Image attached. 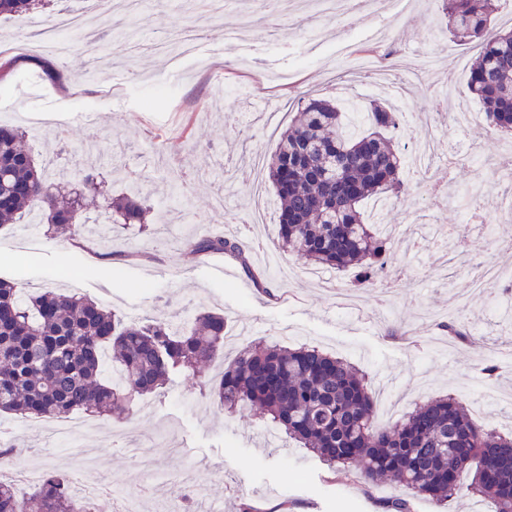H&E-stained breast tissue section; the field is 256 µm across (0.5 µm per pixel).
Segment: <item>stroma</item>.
Masks as SVG:
<instances>
[{
	"instance_id": "obj_1",
	"label": "stroma",
	"mask_w": 512,
	"mask_h": 512,
	"mask_svg": "<svg viewBox=\"0 0 512 512\" xmlns=\"http://www.w3.org/2000/svg\"><path fill=\"white\" fill-rule=\"evenodd\" d=\"M251 2L241 0L213 17L188 0H145L142 11L126 19L97 0H51L47 11L0 17V58L14 63L0 79V121L34 111L53 115L55 127L27 138L26 147L38 162L54 158L50 181L75 186L91 162L86 141L109 134L123 164L144 174L142 195L155 218L146 226L110 225L107 238L96 241L50 237L24 220L0 226V278L26 292L72 290L127 322L158 315L186 322L199 310L220 313L232 338L201 373L171 372L162 388L136 400L128 417H94L89 438L56 441L50 419H0V444L12 463L0 477L25 493L31 488L22 477L26 468L67 473L71 457L88 450L107 483L136 495L142 474L128 451L140 447L159 473L174 475L196 463L198 483L208 497L223 500L224 512H235L243 499L258 512L275 506L280 512H385L391 497L409 498L411 512H440L403 488L369 487L354 471L329 468L252 413H225L209 386L239 347L262 339L315 345L347 359L368 374L373 391L398 401L403 411L446 394L471 405L483 401L491 381L482 366L512 348V296L473 291L467 269L441 274L436 258L444 251L477 254L491 264L512 258L481 235L494 226L501 237L512 238V220L500 215L512 189L493 172L498 154L512 149V138L490 132L481 119L483 107L467 84L476 44L450 39L441 0H387L377 17L361 12L345 23L315 26L306 15L272 18L273 33L257 46L254 61L230 70L224 30ZM66 8L81 10L101 42L91 47L78 34H62L66 51L54 62L64 78L35 95L41 70L31 61L42 49L31 33L46 27L48 14ZM184 30L209 53V68L190 61L175 74L157 52L156 37ZM350 48L370 59L390 51L441 59L436 74L423 77L411 96L406 125L396 132L401 141L410 134L434 138L438 150L427 174L405 172L408 190L393 197L384 217L393 228L392 264L406 267L412 280L411 287L394 289L386 309L381 289L357 290L361 307L350 309L314 280V266L297 265L286 282L263 265V256L278 249L274 193L266 195L265 223L250 221L252 157L270 154L303 100L342 94L366 107L381 103L378 93L367 90L363 72L347 74ZM87 70L97 71V80L74 82ZM153 75L167 79L173 97L159 95L149 81ZM450 104L477 112V121L463 130L433 125ZM87 114L96 115L93 126L82 125ZM446 174L453 177L452 191L475 186L484 197L472 232L449 235V226L470 220L468 210L454 203L436 208L425 198V182ZM217 235L245 242L253 274L229 256L192 250L193 241ZM213 264L227 268L229 277L213 276ZM456 300L466 309L462 320L471 340L452 345L442 325Z\"/></svg>"
}]
</instances>
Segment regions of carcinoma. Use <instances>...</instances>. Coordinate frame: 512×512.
Listing matches in <instances>:
<instances>
[{
	"label": "carcinoma",
	"mask_w": 512,
	"mask_h": 512,
	"mask_svg": "<svg viewBox=\"0 0 512 512\" xmlns=\"http://www.w3.org/2000/svg\"><path fill=\"white\" fill-rule=\"evenodd\" d=\"M496 0H444L448 31L459 41L479 40L468 87L498 134L512 132V30L493 32ZM45 0H0V16L25 13ZM400 115L375 106L361 124L327 99L310 98L294 113L266 161L279 201L280 249L296 260L350 271L353 287L372 288L391 262V243L364 222V203L404 190L401 144L386 135ZM25 130L0 125V224L35 211L57 237L86 235L80 199L46 182L27 154ZM95 165L82 183L106 208L133 224L144 219L141 184L112 198L98 169L112 158L94 139ZM221 252L252 269L244 244L213 237L192 244ZM112 349L116 386L106 376ZM224 349V316L202 312L187 330L168 318L125 325L116 314L78 293L44 290L19 294L0 278V413L63 418L73 413L122 419L130 404L160 388L178 368L195 371ZM217 405L248 410L312 449L331 466L355 467L368 484H394L414 496L446 504L460 495L487 499L494 512H512V432L486 430L465 402L441 395L386 425L375 419L376 396L366 375L316 346L281 343L243 348L212 387ZM468 472L470 481L461 482ZM71 478L56 470L25 498L0 481V512H102L75 499Z\"/></svg>",
	"instance_id": "1"
}]
</instances>
